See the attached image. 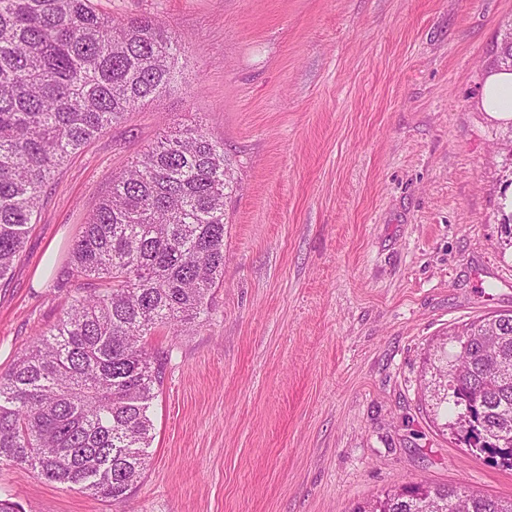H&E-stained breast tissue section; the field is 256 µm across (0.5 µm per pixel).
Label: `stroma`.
Wrapping results in <instances>:
<instances>
[{
    "instance_id": "1",
    "label": "stroma",
    "mask_w": 512,
    "mask_h": 512,
    "mask_svg": "<svg viewBox=\"0 0 512 512\" xmlns=\"http://www.w3.org/2000/svg\"><path fill=\"white\" fill-rule=\"evenodd\" d=\"M179 38L177 84L56 172L0 288V370L62 315L68 250L162 134L239 188L210 318L160 330L151 463L117 501L0 464L22 512H350L425 480L512 498L421 396L443 334L512 312V121L479 106L512 0H93Z\"/></svg>"
}]
</instances>
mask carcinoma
<instances>
[{"mask_svg":"<svg viewBox=\"0 0 512 512\" xmlns=\"http://www.w3.org/2000/svg\"><path fill=\"white\" fill-rule=\"evenodd\" d=\"M175 33L116 21L92 0H0V286L64 162L171 88ZM224 144L200 127L168 135L112 177L72 245L59 321L0 371V463L118 500L149 463L161 356L208 315L224 281ZM427 358L434 415L512 468V313L473 321ZM352 512H512V500L413 481Z\"/></svg>","mask_w":512,"mask_h":512,"instance_id":"1","label":"carcinoma"}]
</instances>
